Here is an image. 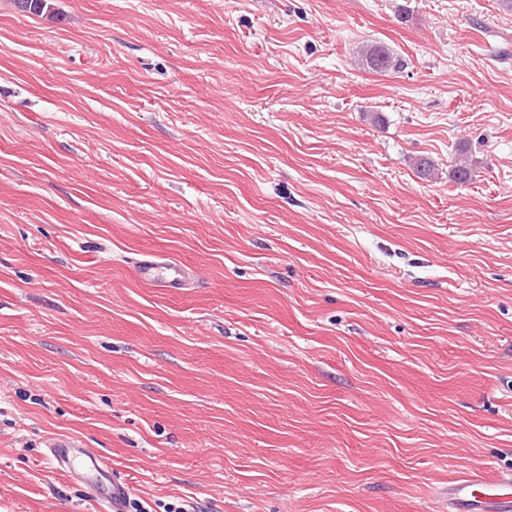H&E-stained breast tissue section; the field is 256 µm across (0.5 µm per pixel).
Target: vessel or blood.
<instances>
[{
  "mask_svg": "<svg viewBox=\"0 0 512 512\" xmlns=\"http://www.w3.org/2000/svg\"><path fill=\"white\" fill-rule=\"evenodd\" d=\"M142 280L158 283L167 288H180L186 283L183 267L174 262L141 265ZM48 454L57 469L69 476H77L76 462L85 450L79 440L70 436L53 438ZM129 485L120 478H113L109 493L103 502L107 512H125V499ZM448 512H512V475L489 477L473 473L454 480L448 485Z\"/></svg>",
  "mask_w": 512,
  "mask_h": 512,
  "instance_id": "vessel-or-blood-1",
  "label": "vessel or blood"
}]
</instances>
